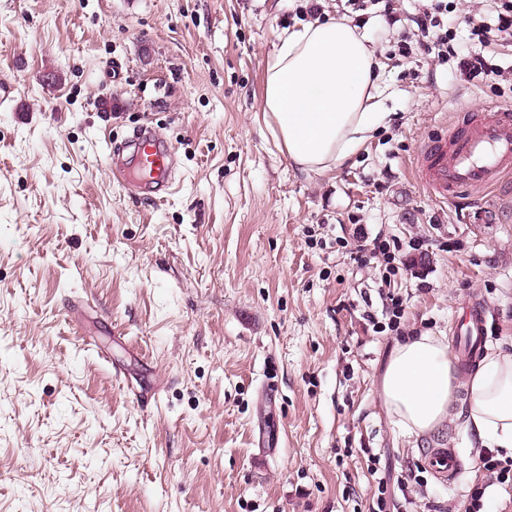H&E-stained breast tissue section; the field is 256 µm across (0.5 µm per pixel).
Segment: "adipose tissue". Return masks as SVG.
I'll return each instance as SVG.
<instances>
[{
	"mask_svg": "<svg viewBox=\"0 0 512 512\" xmlns=\"http://www.w3.org/2000/svg\"><path fill=\"white\" fill-rule=\"evenodd\" d=\"M380 63L366 33L344 19L285 33L265 71L263 110L289 162L326 173L355 153L381 122ZM465 429L475 442L512 457V352L485 354L466 381ZM457 389L453 356L428 333L398 342L379 396L410 436L442 428Z\"/></svg>",
	"mask_w": 512,
	"mask_h": 512,
	"instance_id": "obj_1",
	"label": "adipose tissue"
}]
</instances>
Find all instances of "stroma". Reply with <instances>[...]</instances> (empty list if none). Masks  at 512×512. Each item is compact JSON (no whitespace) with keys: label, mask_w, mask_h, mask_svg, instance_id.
<instances>
[{"label":"stroma","mask_w":512,"mask_h":512,"mask_svg":"<svg viewBox=\"0 0 512 512\" xmlns=\"http://www.w3.org/2000/svg\"><path fill=\"white\" fill-rule=\"evenodd\" d=\"M299 0H0V512H369L377 456L415 471L393 512L462 506L485 476L464 428L415 438L379 396L395 345L375 332L382 266L357 228L422 249L393 277L406 333L455 343L487 305V349L512 350V177L434 201L415 158L434 131L512 83L393 54L386 117L336 169L303 173L263 111L266 62ZM149 125L179 187L131 195L106 160ZM157 391L142 404L135 392ZM454 448V485L426 466Z\"/></svg>","instance_id":"1"}]
</instances>
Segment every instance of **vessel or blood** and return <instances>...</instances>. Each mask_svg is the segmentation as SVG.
Wrapping results in <instances>:
<instances>
[{
  "mask_svg": "<svg viewBox=\"0 0 512 512\" xmlns=\"http://www.w3.org/2000/svg\"><path fill=\"white\" fill-rule=\"evenodd\" d=\"M132 143L139 167L125 175L126 184L157 200L171 195L176 182L174 146L146 130L137 131ZM415 169L421 185L437 200L460 202L470 190L494 184L512 172V111L490 106L464 118L455 128L439 130L422 146ZM456 333L461 337L462 364L473 365L485 334L480 305L468 307ZM427 462L444 480H455L463 469L452 448L431 449Z\"/></svg>",
  "mask_w": 512,
  "mask_h": 512,
  "instance_id": "1",
  "label": "vessel or blood"
}]
</instances>
